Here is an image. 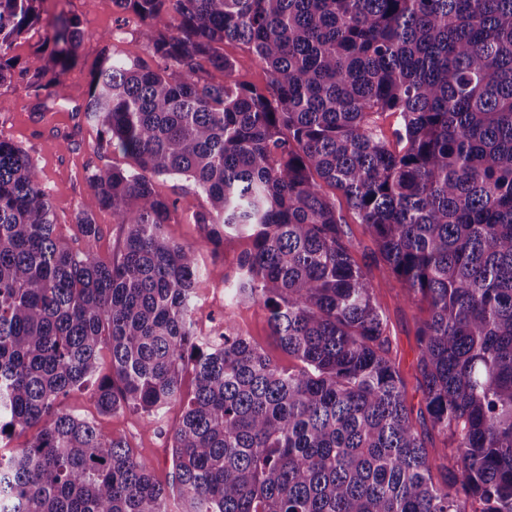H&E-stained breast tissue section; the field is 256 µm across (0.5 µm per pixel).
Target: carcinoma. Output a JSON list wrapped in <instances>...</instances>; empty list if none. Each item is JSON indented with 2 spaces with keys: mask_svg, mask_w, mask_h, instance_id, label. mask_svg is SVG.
<instances>
[{
  "mask_svg": "<svg viewBox=\"0 0 512 512\" xmlns=\"http://www.w3.org/2000/svg\"><path fill=\"white\" fill-rule=\"evenodd\" d=\"M0 0V86L37 97L75 62L77 18ZM155 29L151 62L104 46L84 116L97 149L133 161L88 175L74 250L32 158L0 136V512H512V0H113ZM44 25L24 63L15 41ZM265 66L243 85L224 41ZM395 112L396 151L373 116ZM160 176L193 181L219 248L245 235L231 302L260 303L300 366L280 368L233 323L199 337L196 249L163 225ZM423 303L416 332L428 448L405 404L381 309L336 205ZM125 227L97 252L93 215ZM193 375L183 391V374ZM171 431L174 482L121 439L60 409ZM445 470L434 481L433 468ZM324 190L326 194L336 203V211L343 217L346 223V230L348 236L352 241L356 254L360 256L364 253L368 254L374 249V244L370 238L364 224H359V221L347 204L346 198L339 190L325 186ZM95 222L100 228L97 242L98 253L102 259L110 260L119 252L124 238V228L107 210L96 211Z\"/></svg>",
  "mask_w": 512,
  "mask_h": 512,
  "instance_id": "cac0c4a2",
  "label": "carcinoma"
}]
</instances>
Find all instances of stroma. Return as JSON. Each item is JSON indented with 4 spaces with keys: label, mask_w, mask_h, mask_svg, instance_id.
Instances as JSON below:
<instances>
[{
    "label": "stroma",
    "mask_w": 512,
    "mask_h": 512,
    "mask_svg": "<svg viewBox=\"0 0 512 512\" xmlns=\"http://www.w3.org/2000/svg\"><path fill=\"white\" fill-rule=\"evenodd\" d=\"M43 16L62 12L78 18L85 31L74 64L63 76L57 101L50 111L38 114L33 110L34 99L24 84L0 86V99L7 106L0 111V135L22 146L32 157L40 173L54 213L60 239L72 248H80L82 240L76 234L75 222L80 203L87 197V177L97 168L114 165L127 167L129 161L121 154L97 151L98 132L85 120L79 108L87 98L90 72L98 57L103 35H111L116 50L125 58L144 59L155 32L133 14L120 11L113 0H43ZM224 53L235 62V78L259 89L268 83V74L261 62L244 45L228 41ZM71 134L74 144L65 148L62 134ZM157 192L176 200L177 210L164 231L174 241L196 248L203 276L196 288L193 310L194 326L203 329L231 321L245 336L275 360L279 366L292 368L296 359L281 349L269 332L266 310L258 304H232L224 296L223 279L235 276L240 255L252 242L241 237L226 239L220 250L207 244L203 228L193 216L206 208L204 195L192 181L183 178H159ZM367 276L388 319L390 332L397 346V361L405 383L406 405L413 414L419 432L426 436L428 446L439 443L430 432L427 415L422 409L423 393L417 381L416 330L419 319L425 318L424 307L405 303L404 287L381 263H369ZM66 411L93 422L104 433L126 440L136 454L153 465L155 480L171 485L170 431L179 421L182 408H168L163 426L148 424L146 418L132 410L112 414L100 413L89 390L77 388L62 400Z\"/></svg>",
    "instance_id": "obj_1"
}]
</instances>
